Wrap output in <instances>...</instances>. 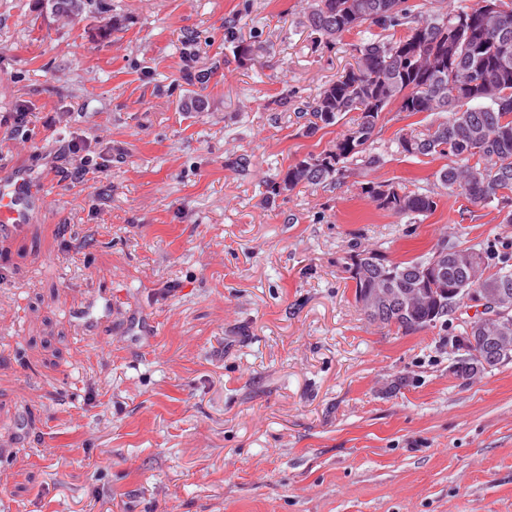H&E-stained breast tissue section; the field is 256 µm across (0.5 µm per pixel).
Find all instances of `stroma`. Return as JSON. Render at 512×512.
<instances>
[{"mask_svg": "<svg viewBox=\"0 0 512 512\" xmlns=\"http://www.w3.org/2000/svg\"><path fill=\"white\" fill-rule=\"evenodd\" d=\"M107 2L71 26L0 0V120H29L0 165L46 177L34 223L0 243V428L19 441L0 447V497L13 512H512V362L459 379L463 313L378 327L343 270L355 244L400 261L512 225L448 195L414 224L378 209L363 182L440 190L442 160L391 149L411 122L395 110L372 144L382 166L271 196L345 129L305 134L352 61L303 25L306 0ZM78 135L110 159L85 184ZM106 295L103 339L80 324Z\"/></svg>", "mask_w": 512, "mask_h": 512, "instance_id": "35a3bbf8", "label": "stroma"}]
</instances>
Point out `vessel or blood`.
Returning a JSON list of instances; mask_svg holds the SVG:
<instances>
[{
    "label": "vessel or blood",
    "mask_w": 512,
    "mask_h": 512,
    "mask_svg": "<svg viewBox=\"0 0 512 512\" xmlns=\"http://www.w3.org/2000/svg\"><path fill=\"white\" fill-rule=\"evenodd\" d=\"M42 201L37 180L26 171H0V240L24 235Z\"/></svg>",
    "instance_id": "1"
}]
</instances>
